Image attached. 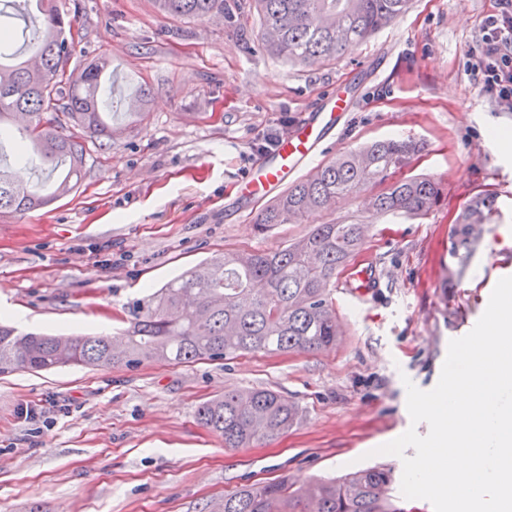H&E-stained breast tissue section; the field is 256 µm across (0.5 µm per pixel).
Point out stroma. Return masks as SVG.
<instances>
[{
	"mask_svg": "<svg viewBox=\"0 0 512 512\" xmlns=\"http://www.w3.org/2000/svg\"><path fill=\"white\" fill-rule=\"evenodd\" d=\"M82 39L70 66L104 56L145 119L107 150L87 144L85 176L69 197L0 212V304L26 328L60 336L113 334L131 304L207 257L275 252L314 224L361 213L358 200L303 224L258 228L238 185L252 146L274 124L293 127L325 96L356 101L320 157L385 137L424 145L412 171L441 198L414 220L374 223L358 261L376 286L336 293L345 322L336 348L230 361L127 369L79 366L0 376V512H221L225 493L282 477L305 482L373 465L402 474L378 447L412 424L405 381L434 388L450 340L466 335L492 292L484 279L512 251V132L466 66L495 0H412L410 8L336 61L294 65L263 50L253 0H224V22L173 19L151 0H66ZM498 208L465 274L450 230L475 196ZM268 388L302 409L276 441L225 447L197 409L227 390Z\"/></svg>",
	"mask_w": 512,
	"mask_h": 512,
	"instance_id": "stroma-1",
	"label": "stroma"
}]
</instances>
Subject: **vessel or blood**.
<instances>
[{
    "label": "vessel or blood",
    "mask_w": 512,
    "mask_h": 512,
    "mask_svg": "<svg viewBox=\"0 0 512 512\" xmlns=\"http://www.w3.org/2000/svg\"><path fill=\"white\" fill-rule=\"evenodd\" d=\"M351 103L347 92L329 94L319 111L305 116L284 135L272 153L252 164L240 185L242 196L262 200L305 168L340 124Z\"/></svg>",
    "instance_id": "b4317fda"
}]
</instances>
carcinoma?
I'll return each mask as SVG.
<instances>
[{
    "mask_svg": "<svg viewBox=\"0 0 512 512\" xmlns=\"http://www.w3.org/2000/svg\"><path fill=\"white\" fill-rule=\"evenodd\" d=\"M180 19L224 17V0H152ZM261 44L291 63L334 61L397 18L410 0H255ZM43 27L27 40L38 66L11 51L14 35L0 24V132L22 114L18 143L28 159L60 170L53 191L18 182L0 166V211L47 207L70 196L86 166V140L112 145L120 128L106 120L104 75L109 60L95 57L67 69L75 52L74 24L60 0H35ZM422 146L386 138L339 154L267 202L254 223L301 224L314 212L360 199L365 219L316 224L274 253L216 255L132 303L134 320L116 336H46L0 325V375L60 367H136L143 357L170 363L232 360L256 353L319 352L336 347L333 285L358 252L367 225L388 215L417 219L436 207L438 183L411 174ZM497 212L476 196L457 218L451 254L461 267L479 245L474 226ZM297 405L271 389L228 390L202 403L197 420L224 438V447L270 442L295 426ZM391 469L374 466L344 476L297 484L254 483L224 495L223 512H401L387 488Z\"/></svg>",
    "mask_w": 512,
    "mask_h": 512,
    "instance_id": "1",
    "label": "carcinoma"
}]
</instances>
